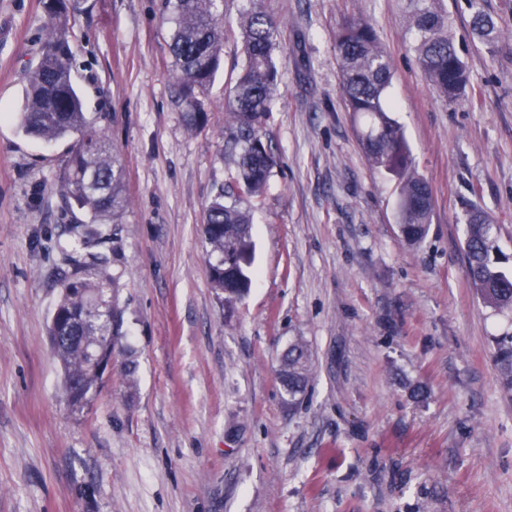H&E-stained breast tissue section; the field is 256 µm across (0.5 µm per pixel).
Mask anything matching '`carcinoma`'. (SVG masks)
<instances>
[{
	"mask_svg": "<svg viewBox=\"0 0 512 512\" xmlns=\"http://www.w3.org/2000/svg\"><path fill=\"white\" fill-rule=\"evenodd\" d=\"M472 10L471 33L494 48L498 41L492 18L467 0ZM170 49L176 65L187 125H204L206 112L197 93L206 89L218 71L224 37L238 32L242 62L229 89L234 146L239 148L235 182L240 196H263L275 157L262 132V119L270 111L279 84L275 50L279 44L276 21L261 0L238 18L236 28L224 23L218 0H165ZM49 23L40 36V60L29 73L18 123L27 137L54 142L73 137L62 185L65 196L87 211L93 224L73 227L84 243L99 238L96 224L124 210L123 169L110 151L105 132L85 112L78 94L70 46V10L65 0H49ZM414 31L419 67L442 99L453 104L464 94L468 76L456 47V35L436 0H420L408 19ZM342 93L348 111L362 125L361 145L370 167L399 179L398 220L410 243L428 232L433 193L414 167L403 129L391 117L387 101L393 70L390 54L374 27L351 17L336 35ZM203 234L216 261L209 264L210 281L225 300H237L251 286V215L239 200L224 202L219 189L206 210ZM467 273L482 302L497 313H512V266L497 244L495 224L479 210L467 215L465 239ZM117 335L112 300L87 273V263L74 261L73 271L61 281L60 297L49 328L52 350L64 371L68 403L80 406L103 380L100 364L112 360ZM495 360L505 385L512 388V335L496 339ZM279 379L292 401L304 393L310 380L309 353L300 339L280 358Z\"/></svg>",
	"mask_w": 512,
	"mask_h": 512,
	"instance_id": "cac0c4a2",
	"label": "carcinoma"
}]
</instances>
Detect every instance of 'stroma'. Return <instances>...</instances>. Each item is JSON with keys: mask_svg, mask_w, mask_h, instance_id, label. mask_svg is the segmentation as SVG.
<instances>
[{"mask_svg": "<svg viewBox=\"0 0 512 512\" xmlns=\"http://www.w3.org/2000/svg\"><path fill=\"white\" fill-rule=\"evenodd\" d=\"M440 0L468 74L446 105L405 23L417 0H265L280 91L262 126L277 163L252 216L251 286L212 288L206 207L231 186L228 92L237 38L186 125L164 0H80L74 79L125 171L101 239L63 195L71 139L18 116L45 0H0V512H512V390L494 360L512 315L467 276L465 218L491 216L512 253V0ZM368 19L393 62L388 100L431 185L425 238L402 237L397 177L372 170L346 112L336 33ZM100 274L121 336L99 391L67 404L48 325L71 260ZM313 379L277 378L295 338ZM467 2L468 7L472 10L470 21L471 33L493 50L498 41V31L494 21L478 7L476 0H467Z\"/></svg>", "mask_w": 512, "mask_h": 512, "instance_id": "35a3bbf8", "label": "stroma"}]
</instances>
